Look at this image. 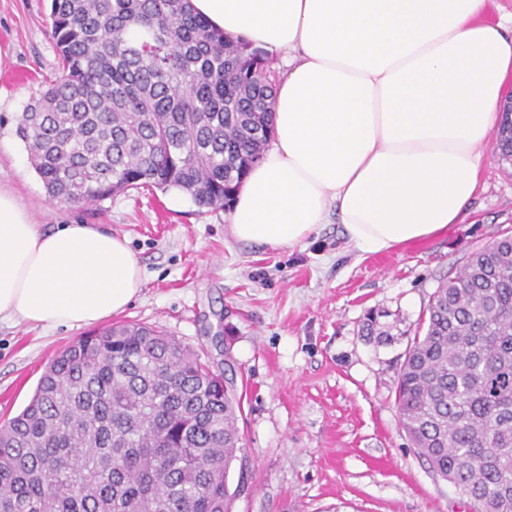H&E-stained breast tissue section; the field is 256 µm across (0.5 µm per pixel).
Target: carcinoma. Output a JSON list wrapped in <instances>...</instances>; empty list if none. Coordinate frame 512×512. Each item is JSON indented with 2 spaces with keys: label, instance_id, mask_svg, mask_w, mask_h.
Segmentation results:
<instances>
[{
  "label": "carcinoma",
  "instance_id": "cac0c4a2",
  "mask_svg": "<svg viewBox=\"0 0 512 512\" xmlns=\"http://www.w3.org/2000/svg\"><path fill=\"white\" fill-rule=\"evenodd\" d=\"M59 72L17 126L48 194L178 189L229 208L271 137L274 77L189 0H51ZM403 427L477 512H512V236L434 292L397 381ZM241 400L180 339L137 323L50 362L0 425V512H231Z\"/></svg>",
  "mask_w": 512,
  "mask_h": 512
}]
</instances>
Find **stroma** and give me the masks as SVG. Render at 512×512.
Wrapping results in <instances>:
<instances>
[{
  "mask_svg": "<svg viewBox=\"0 0 512 512\" xmlns=\"http://www.w3.org/2000/svg\"><path fill=\"white\" fill-rule=\"evenodd\" d=\"M49 13L50 0H0V185L43 228L95 224L126 238L145 284L119 321L183 340L240 396L241 452L228 480L247 475L248 488L232 512H468L466 496L412 447L394 392L436 288L512 233V162L487 142L463 222L378 254L349 248L336 221L293 249L238 242L227 210L198 208L183 192L60 203L16 134L58 71ZM86 333L0 324V423Z\"/></svg>",
  "mask_w": 512,
  "mask_h": 512,
  "instance_id": "stroma-1",
  "label": "stroma"
}]
</instances>
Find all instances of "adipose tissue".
Listing matches in <instances>:
<instances>
[{"label":"adipose tissue","mask_w":512,"mask_h":512,"mask_svg":"<svg viewBox=\"0 0 512 512\" xmlns=\"http://www.w3.org/2000/svg\"><path fill=\"white\" fill-rule=\"evenodd\" d=\"M494 0H190L276 63L269 147L236 193L235 240L303 245L338 219L382 253L461 223L512 81ZM144 270L94 224L34 223L0 187V321L80 328L123 312Z\"/></svg>","instance_id":"obj_1"}]
</instances>
